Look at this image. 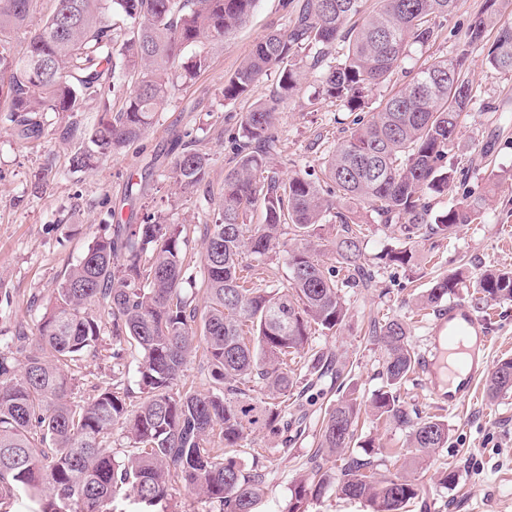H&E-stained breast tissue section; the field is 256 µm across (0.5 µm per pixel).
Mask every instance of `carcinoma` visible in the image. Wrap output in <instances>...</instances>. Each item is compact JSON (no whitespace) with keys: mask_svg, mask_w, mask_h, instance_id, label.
<instances>
[{"mask_svg":"<svg viewBox=\"0 0 512 512\" xmlns=\"http://www.w3.org/2000/svg\"><path fill=\"white\" fill-rule=\"evenodd\" d=\"M36 0H0V122L23 141L40 139L46 115L67 119L62 134L82 138L71 157L85 172L153 126L158 106L179 80L206 69V47L232 35L258 0H54L52 13L29 30ZM304 0L291 8L289 26L273 31L224 81V99L247 95L269 70H279L268 102L244 113L235 139L233 168L224 175L201 261L204 306L182 288L188 264L179 226L148 216L141 224H115L95 237L54 289L33 336L0 344V509L19 494L39 502L35 512H96L121 490L165 512L175 487L216 500L222 512H255L265 494L266 466L253 456L240 462L248 436L263 431L288 443L302 417L288 401L313 381L339 376L333 355L314 344V332L335 334L345 324L344 288H367L361 210L381 224L399 225L408 240L449 236L481 222L485 200L463 199L432 214L426 196L446 194L456 170L448 154L458 147L460 118L476 97L465 68L490 28L497 31L485 65L512 73V22L498 11L474 18L448 55L420 68L402 90L381 97L369 120L354 128L324 161L323 178H257L275 145L278 108L298 89L303 57L322 70L318 96L349 112L363 109L365 93L380 87L408 55L438 35L436 21L458 0ZM110 13L120 22L105 19ZM29 32L22 42L16 36ZM189 47L196 51L184 57ZM122 106L112 109V100ZM97 100L104 116L86 126L81 113ZM209 158L192 141L181 145L170 170L185 189L206 179ZM261 207L264 221L248 224ZM336 223L333 250L344 270L323 265L309 249L321 227ZM284 234L304 242L288 252V284H268V270L247 288L245 259L262 261ZM385 259L414 263L412 249ZM456 274L435 280L419 298L436 307L456 294ZM476 306L512 301V270L494 269L475 281ZM112 335V385L88 400L74 396L75 368L99 356L102 323ZM385 350V386L370 401L379 419L409 430L410 447L427 456L448 443V423L414 420L401 396L416 357L405 323L373 325ZM140 356L142 398L129 403L127 347ZM203 352L211 389L179 383L193 354ZM261 385L267 397L253 395ZM486 391L512 392V358L489 372ZM357 399L343 395L327 410L311 477L292 486L287 512H304L309 496L334 489L361 499L370 512H403L420 494L416 478L370 473L372 445L350 452L359 415ZM345 455L336 479L320 458Z\"/></svg>","mask_w":512,"mask_h":512,"instance_id":"carcinoma-1","label":"carcinoma"}]
</instances>
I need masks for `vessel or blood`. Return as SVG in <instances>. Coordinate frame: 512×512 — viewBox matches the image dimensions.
<instances>
[{
	"label": "vessel or blood",
	"mask_w": 512,
	"mask_h": 512,
	"mask_svg": "<svg viewBox=\"0 0 512 512\" xmlns=\"http://www.w3.org/2000/svg\"><path fill=\"white\" fill-rule=\"evenodd\" d=\"M492 338L484 318L468 305L450 303L432 324L419 371L439 407L455 409L476 393Z\"/></svg>",
	"instance_id": "obj_1"
}]
</instances>
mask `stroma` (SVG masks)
Instances as JSON below:
<instances>
[{
    "label": "stroma",
    "mask_w": 512,
    "mask_h": 512,
    "mask_svg": "<svg viewBox=\"0 0 512 512\" xmlns=\"http://www.w3.org/2000/svg\"><path fill=\"white\" fill-rule=\"evenodd\" d=\"M485 6L486 0H459L442 21L438 39L412 47L386 89L404 87L426 60L447 55L451 42ZM287 24L283 0H259L246 24L210 45L208 68L191 82L176 83L149 132L107 157L96 170H71L69 158L81 141L62 139L60 118H53L41 139L29 143L0 123L1 340L31 333L67 269L94 237L109 233L112 211L127 224L142 223L152 214L173 219L187 240L192 292L202 297L205 226L212 221L213 200L222 191L224 174L234 164L229 136L243 113L273 95L279 72L268 71L246 97L235 101L225 99L224 81L261 38ZM486 53L482 46L473 54L469 78L479 98L463 115L460 146L448 156L449 166L467 177L448 194L429 198L433 212L439 213L465 196L489 195L481 223L463 224L450 236L413 244L396 225L365 224L364 253L374 271L372 285L344 289L345 324L336 334L318 338L346 364L342 389L353 392L362 405L357 439L374 444V471L385 477L407 472L418 478L421 493L407 512H512V392L492 399L481 389L459 409L444 412L419 374H412L402 389L409 409L423 419L443 416L449 426L447 445L419 464L408 446L407 429L376 420L368 409L384 382L385 351L369 332L372 322L404 321L415 351L424 352L435 314L420 309L416 299L433 281L458 274L462 284L457 297L465 301L482 272L512 269V74L489 69L483 61ZM319 87L318 71L306 70L296 93L279 109L278 143L270 155L278 178L320 172L329 150L349 133L350 113L328 102L311 108ZM178 134L195 141L209 157L203 191L182 189L170 176ZM131 181L141 183V192L129 194ZM408 245L416 253L413 267L383 259V252ZM482 314L493 340L491 361L512 357V301L487 306ZM322 420L319 407H312L306 434L288 447L263 432L249 435V447L262 449L268 458V491L258 512H285L290 489L317 446ZM451 470L457 474L455 483L441 484V474Z\"/></svg>",
    "instance_id": "obj_1"
}]
</instances>
